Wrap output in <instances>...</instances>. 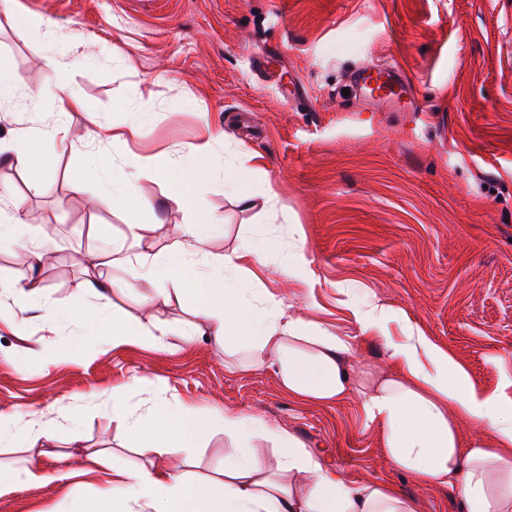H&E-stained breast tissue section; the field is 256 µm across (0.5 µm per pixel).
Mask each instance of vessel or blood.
<instances>
[{
  "label": "vessel or blood",
  "instance_id": "obj_1",
  "mask_svg": "<svg viewBox=\"0 0 512 512\" xmlns=\"http://www.w3.org/2000/svg\"><path fill=\"white\" fill-rule=\"evenodd\" d=\"M348 88L373 108L392 107L401 112L420 109L410 79L394 65L356 68L348 77Z\"/></svg>",
  "mask_w": 512,
  "mask_h": 512
}]
</instances>
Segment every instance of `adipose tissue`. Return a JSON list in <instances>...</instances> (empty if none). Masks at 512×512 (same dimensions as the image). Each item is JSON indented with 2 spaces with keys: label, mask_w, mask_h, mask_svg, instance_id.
Segmentation results:
<instances>
[{
  "label": "adipose tissue",
  "mask_w": 512,
  "mask_h": 512,
  "mask_svg": "<svg viewBox=\"0 0 512 512\" xmlns=\"http://www.w3.org/2000/svg\"><path fill=\"white\" fill-rule=\"evenodd\" d=\"M68 128L57 123L28 137L0 143V153L34 174V188L44 193L46 157L42 144L67 139ZM209 158L204 144H190L165 178L175 190L176 205L193 207L194 184L206 172ZM102 173L99 205L136 213L147 203L136 189L138 179L155 168L150 156L135 157L122 167L100 154L92 155ZM277 242L270 237H249L231 253L207 252L195 225H184L165 254L155 256L142 278L149 285L142 295L151 302L153 287L178 280L177 297L187 304L193 319L181 328L183 339L207 336L217 350L238 357L248 368L272 365L289 394L311 402L335 403L352 389V370L346 356L348 342L340 336L289 313L283 299L263 288L249 287L252 266L265 265ZM89 304L78 306L67 319L101 342L149 348L164 346L169 331L160 321L144 323L118 313L112 304L121 284L89 273ZM355 316L364 332L383 336L397 369L396 376L364 390L363 410L368 421L384 428L388 454L397 468L423 484H455L463 512H512V394L488 393L476 388L468 373L429 337L409 331L403 341L386 337L389 310L361 304ZM112 415L120 419L138 454L148 455L160 442L190 448L213 425H220L233 440L209 478H191L179 467H133L119 455L112 458L115 483L85 500L81 512H417L411 499L392 486L372 483L352 486L323 467L315 454L293 434L263 419L240 413L202 414L180 401L162 399L146 415L129 411L121 397L112 399ZM23 412L0 416V446L55 442L59 432L47 423L31 433ZM492 429L495 447L475 441L462 445L459 420ZM276 444L281 464L288 471L312 474L304 492L267 476L251 448L258 436Z\"/></svg>",
  "instance_id": "1"
}]
</instances>
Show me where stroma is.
<instances>
[{"label":"stroma","instance_id":"stroma-1","mask_svg":"<svg viewBox=\"0 0 512 512\" xmlns=\"http://www.w3.org/2000/svg\"><path fill=\"white\" fill-rule=\"evenodd\" d=\"M20 2L49 29L0 16V59L22 81L15 99L0 105V139L57 123L56 108L41 96L46 87L78 90L87 109L68 116L74 146L49 145V192L35 193L27 170L0 164V209L21 202L53 255L37 270L27 250L0 249V414L23 411L37 426L68 406L81 420L75 428L59 422L52 448H0V464L28 459L53 475L0 495V512H78L112 472L78 473L76 455L130 447L112 418V397L146 413L158 380L166 399L203 412H250L285 428L346 484L388 483L418 512H462L454 486L417 484L394 466L381 426L363 416L359 389L333 404L298 400L274 367L235 368L206 337L182 340L174 331L190 320L188 308L168 288L144 309L139 268L103 272L131 286L114 297L117 311L172 329L160 349L75 346L74 324L50 330L41 311H19L15 285L38 275L52 308L68 311L87 298L89 244L110 247L132 222L152 255L185 224L196 225L215 254L234 250L245 235L271 236L285 251L301 248L310 274L298 284L271 255L260 287L287 298L291 314L348 337L356 373L377 382L393 371L389 350L354 315L355 305L374 302L389 309L393 340L418 330L448 350L475 387L502 390L512 380V0ZM47 35L77 59L65 79L39 62ZM271 46L277 58L266 70L253 68L251 54ZM362 64L400 67L422 111L371 112L344 95L350 71ZM136 112L148 119L137 137H125ZM96 120L118 140L87 139ZM213 134L211 170L197 196L220 230L172 204L168 183L152 175L138 183L150 210L133 217L97 204L88 155L122 164L149 154L170 166L186 144ZM240 162L258 166L257 181L271 183L281 206L259 192L246 205L225 194L224 169ZM78 179L83 187H75ZM48 343L70 350L46 368L33 352ZM136 377L145 387L128 390ZM230 446L216 428L197 448H162L142 463L208 475ZM61 470L70 478L57 479Z\"/></svg>","mask_w":512,"mask_h":512}]
</instances>
